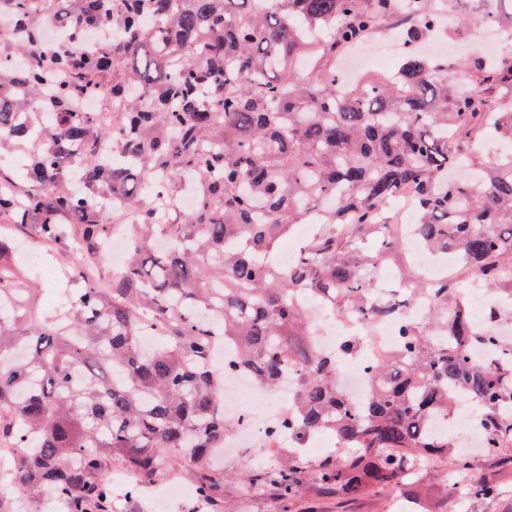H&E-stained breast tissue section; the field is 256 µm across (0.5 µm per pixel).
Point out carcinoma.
<instances>
[{
	"label": "carcinoma",
	"mask_w": 512,
	"mask_h": 512,
	"mask_svg": "<svg viewBox=\"0 0 512 512\" xmlns=\"http://www.w3.org/2000/svg\"><path fill=\"white\" fill-rule=\"evenodd\" d=\"M413 0H0L18 38L0 34V155L31 141L24 173L0 166V223L31 224L46 243L93 251L112 231L129 240L127 264L97 286L86 267L82 287L52 316L34 308L0 233V459L8 485L33 499L48 494L64 512H112V460L144 479L171 463L195 469L196 494L213 500L224 471L211 459L224 447V371L208 365L217 332L209 311L237 344L238 361L272 387L298 372L288 436L329 430L344 458L315 465L286 449L278 467L254 474L283 502L309 477L354 499L403 477L421 458L473 470L430 420L461 397L487 434L488 454L512 447V347L480 332L452 274L440 278L430 321L401 324L400 349L369 365L375 392L354 408L336 384V355L316 347L306 291L366 318L410 306L415 288L381 303L345 257L349 237L373 235L372 260L402 247L385 233L390 208L408 190L416 236L431 252L455 254L482 288L512 275V150L472 176L448 178L469 160L473 136L493 131L512 145V52L458 65L408 53L392 77L336 85V54L371 37L385 22L406 24L410 41L428 37L435 16ZM121 36L93 50L86 34L106 24ZM68 34L65 47L43 28ZM326 30L322 40L316 33ZM123 101L121 126L96 125L77 103L90 96ZM112 140V159L98 152ZM189 181L197 198L182 213L169 201ZM108 194L129 224H105ZM317 224L293 266L273 262L295 224ZM160 346L140 341L143 322ZM497 350L500 367L473 357ZM356 336L339 355L355 357ZM481 478L473 498L493 495Z\"/></svg>",
	"instance_id": "cac0c4a2"
}]
</instances>
